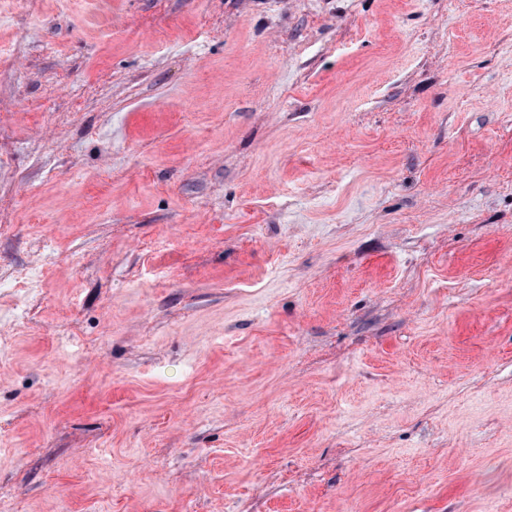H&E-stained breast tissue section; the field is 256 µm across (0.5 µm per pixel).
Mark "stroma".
<instances>
[{
    "instance_id": "obj_1",
    "label": "stroma",
    "mask_w": 512,
    "mask_h": 512,
    "mask_svg": "<svg viewBox=\"0 0 512 512\" xmlns=\"http://www.w3.org/2000/svg\"><path fill=\"white\" fill-rule=\"evenodd\" d=\"M0 512H512V0H0Z\"/></svg>"
}]
</instances>
